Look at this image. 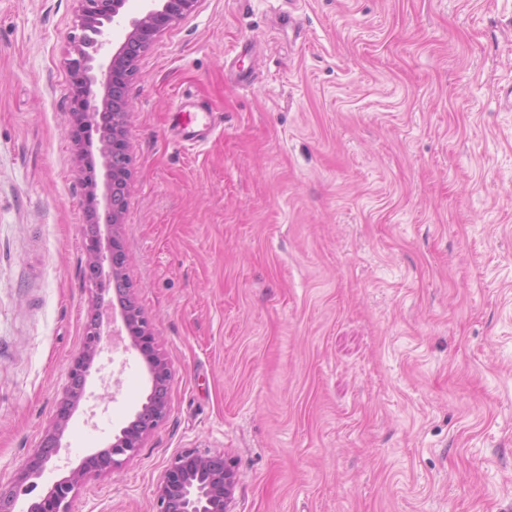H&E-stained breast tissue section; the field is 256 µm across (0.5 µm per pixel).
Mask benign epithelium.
<instances>
[{"instance_id":"obj_1","label":"benign epithelium","mask_w":512,"mask_h":512,"mask_svg":"<svg viewBox=\"0 0 512 512\" xmlns=\"http://www.w3.org/2000/svg\"><path fill=\"white\" fill-rule=\"evenodd\" d=\"M82 9L77 26L81 35L73 39L69 70L73 95L70 112L74 121V141L79 130L97 116L112 117V132L100 139L102 177L95 162H86L87 199L103 205L108 216L105 225L107 250L100 236L87 244V281L98 285L104 276L113 282L125 280V256L120 238L121 219L128 193L129 155L126 116L130 100L125 94L127 81L135 75L140 52L150 42L190 12L197 0H141L139 14L126 18L125 0H80ZM125 31L124 41L112 49L111 30ZM119 315L126 331L125 349L136 352L143 363L148 391L135 411L133 420L103 448L94 449L68 475L53 483L45 495L28 504L24 512H71L72 493L93 476L107 474L131 458L156 431L167 416L168 390L172 372L167 359L156 349L148 321L130 292L119 301ZM112 318L89 321L84 330L81 352L73 360L64 401L39 444L31 449L16 472L11 486H0V512H17L20 494L35 485L48 464L59 460V450L69 423L86 398V385L96 359L103 351V338L112 335ZM238 472L235 461L222 453H201L186 448L168 463L155 489L157 512H232Z\"/></svg>"}]
</instances>
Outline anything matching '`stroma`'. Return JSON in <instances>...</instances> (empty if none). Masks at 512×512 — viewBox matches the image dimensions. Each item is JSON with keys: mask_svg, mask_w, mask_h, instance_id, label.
<instances>
[{"mask_svg": "<svg viewBox=\"0 0 512 512\" xmlns=\"http://www.w3.org/2000/svg\"><path fill=\"white\" fill-rule=\"evenodd\" d=\"M79 0H0V483L65 396L91 236L70 141ZM127 94L126 275L172 380L139 453L72 512H156L186 448L233 512H512V0H198ZM215 132L182 144L183 113ZM59 457L147 393L105 348Z\"/></svg>", "mask_w": 512, "mask_h": 512, "instance_id": "35a3bbf8", "label": "stroma"}]
</instances>
